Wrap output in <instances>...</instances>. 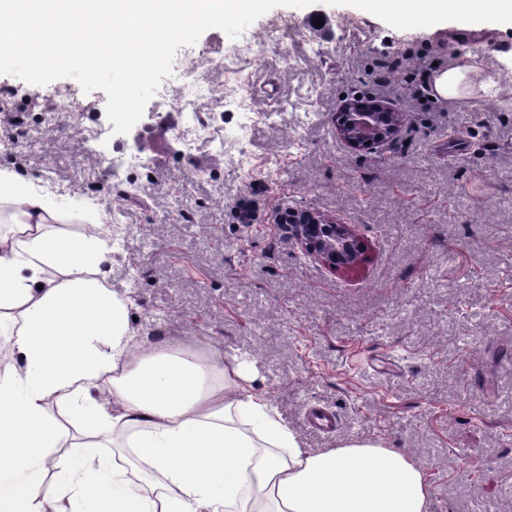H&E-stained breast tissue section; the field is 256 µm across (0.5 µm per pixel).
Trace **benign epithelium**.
Instances as JSON below:
<instances>
[{
	"instance_id": "obj_1",
	"label": "benign epithelium",
	"mask_w": 512,
	"mask_h": 512,
	"mask_svg": "<svg viewBox=\"0 0 512 512\" xmlns=\"http://www.w3.org/2000/svg\"><path fill=\"white\" fill-rule=\"evenodd\" d=\"M403 114L379 102L368 105L359 99L345 102L336 120L337 136L355 150L396 138ZM288 237L303 253L331 271H346L363 260L364 244L352 225L309 210L288 209Z\"/></svg>"
}]
</instances>
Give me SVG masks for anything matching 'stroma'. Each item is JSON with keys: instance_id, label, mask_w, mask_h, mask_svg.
I'll use <instances>...</instances> for the list:
<instances>
[{"instance_id": "35a3bbf8", "label": "stroma", "mask_w": 512, "mask_h": 512, "mask_svg": "<svg viewBox=\"0 0 512 512\" xmlns=\"http://www.w3.org/2000/svg\"><path fill=\"white\" fill-rule=\"evenodd\" d=\"M248 31L249 50L217 28L195 44L206 128L176 134L173 75L138 149L103 91L0 75V168L49 192L71 230L111 225L109 282L143 345L204 336L246 354L303 447L378 439L412 455L428 512H512V109L413 97L440 66L502 70L512 28L453 40L444 23L398 30L319 0ZM358 96L404 113L397 139L356 152L337 138ZM237 106L261 115L242 133ZM285 208L353 225L365 261L306 257L274 221ZM314 407L333 430L310 424Z\"/></svg>"}]
</instances>
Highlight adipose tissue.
<instances>
[{
    "label": "adipose tissue",
    "instance_id": "obj_1",
    "mask_svg": "<svg viewBox=\"0 0 512 512\" xmlns=\"http://www.w3.org/2000/svg\"><path fill=\"white\" fill-rule=\"evenodd\" d=\"M451 65L440 98L499 99ZM46 195L0 171V512H59L43 491L53 450L67 448L64 497L91 512H427L425 468L377 439L303 448L244 357L172 340L140 348L133 302L106 268L118 249L107 225L60 228ZM63 408L67 428L47 412ZM122 439L128 465L99 453Z\"/></svg>",
    "mask_w": 512,
    "mask_h": 512
}]
</instances>
